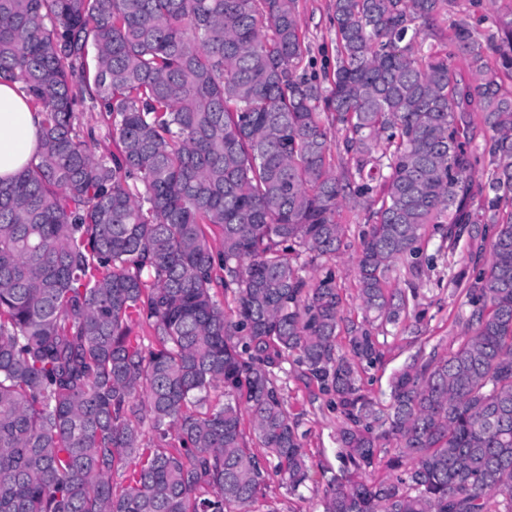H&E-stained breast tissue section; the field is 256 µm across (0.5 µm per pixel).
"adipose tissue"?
<instances>
[{
    "label": "adipose tissue",
    "instance_id": "adipose-tissue-1",
    "mask_svg": "<svg viewBox=\"0 0 512 512\" xmlns=\"http://www.w3.org/2000/svg\"><path fill=\"white\" fill-rule=\"evenodd\" d=\"M41 117L18 83L0 82V179L7 180L35 161Z\"/></svg>",
    "mask_w": 512,
    "mask_h": 512
}]
</instances>
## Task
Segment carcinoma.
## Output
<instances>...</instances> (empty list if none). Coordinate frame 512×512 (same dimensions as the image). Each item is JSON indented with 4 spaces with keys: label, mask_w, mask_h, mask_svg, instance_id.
<instances>
[{
    "label": "carcinoma",
    "mask_w": 512,
    "mask_h": 512,
    "mask_svg": "<svg viewBox=\"0 0 512 512\" xmlns=\"http://www.w3.org/2000/svg\"><path fill=\"white\" fill-rule=\"evenodd\" d=\"M446 7L334 0L320 77L297 0H0V80L43 115L38 161L0 180V512H252L273 474L298 491L292 353L355 469L396 441L394 477L333 476L322 512H512V20L420 41ZM347 204L368 213L359 322L333 269L301 276L341 249ZM430 224L450 252L472 225L490 257L450 279L456 349L395 372L382 409L359 368L411 313L396 264L418 275ZM81 122L86 140L96 157L109 155L112 150H115V145L108 137L106 126L99 113L85 112Z\"/></svg>",
    "instance_id": "1"
}]
</instances>
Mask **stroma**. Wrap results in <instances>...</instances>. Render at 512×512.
Wrapping results in <instances>:
<instances>
[{"label":"stroma","mask_w":512,"mask_h":512,"mask_svg":"<svg viewBox=\"0 0 512 512\" xmlns=\"http://www.w3.org/2000/svg\"><path fill=\"white\" fill-rule=\"evenodd\" d=\"M334 0H298V15L302 31L310 45L308 58L316 71L333 69L336 60L335 35L329 18ZM512 17V0H448V11L438 28L450 35L454 21L464 19L479 29L491 28L494 21ZM341 223L347 235L340 253L332 261L339 276L348 317L361 319L360 301L352 269V258L366 228L361 209L345 206ZM475 249L468 235H461L454 253H447L440 234L427 228L420 244L417 262L420 278H407L405 286L416 294L415 314L391 329L384 337L382 358L359 372L360 387L369 398L385 402L391 375L408 363L414 355L431 350L448 353L457 345L462 326L457 315L465 303L464 293L449 284L451 269H463L475 274ZM282 378L288 410L299 424L304 450L309 457L310 479L296 494H289L285 484L274 480L264 486L260 500L277 502L283 512H322L321 496L325 487L323 473L339 471L345 462L340 458L337 432L342 421L339 411L329 403L327 395L307 388L300 378L301 369L294 358L283 364Z\"/></svg>","instance_id":"1"}]
</instances>
